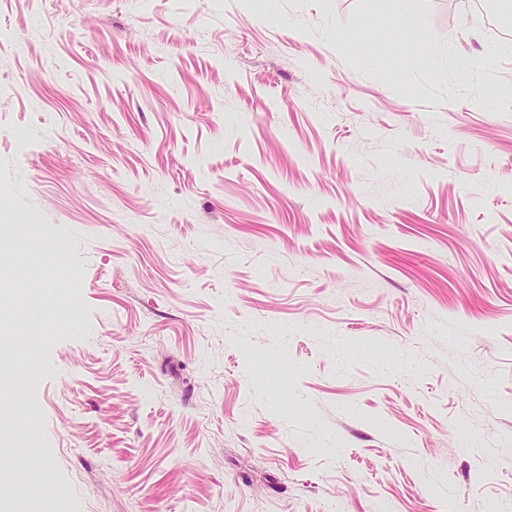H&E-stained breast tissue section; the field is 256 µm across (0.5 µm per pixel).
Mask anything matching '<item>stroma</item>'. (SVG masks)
I'll list each match as a JSON object with an SVG mask.
<instances>
[{"instance_id": "35a3bbf8", "label": "stroma", "mask_w": 512, "mask_h": 512, "mask_svg": "<svg viewBox=\"0 0 512 512\" xmlns=\"http://www.w3.org/2000/svg\"><path fill=\"white\" fill-rule=\"evenodd\" d=\"M401 17L0 0V512H512V40Z\"/></svg>"}]
</instances>
